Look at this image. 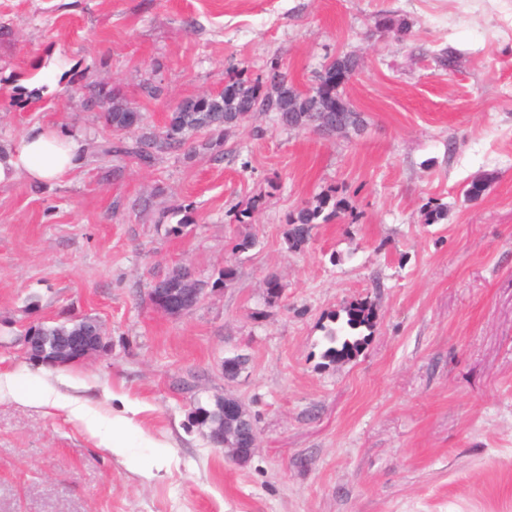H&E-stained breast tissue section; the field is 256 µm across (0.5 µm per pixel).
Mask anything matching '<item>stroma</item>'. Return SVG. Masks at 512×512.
<instances>
[{
	"mask_svg": "<svg viewBox=\"0 0 512 512\" xmlns=\"http://www.w3.org/2000/svg\"><path fill=\"white\" fill-rule=\"evenodd\" d=\"M344 53L361 61L340 88L361 134L260 113L150 166L87 157L0 185V374L29 390L24 328L93 318L109 351L47 381L103 425L129 406L135 424L118 457L70 413L0 393V512H512V0H0V146L36 124L113 141L52 67L107 82L149 134L232 75L274 64L306 89ZM324 193L342 209L289 249V215ZM179 266L206 293L170 317L148 292ZM365 297L364 349L324 359L334 316ZM225 394L256 420L242 465L190 419Z\"/></svg>",
	"mask_w": 512,
	"mask_h": 512,
	"instance_id": "35a3bbf8",
	"label": "stroma"
}]
</instances>
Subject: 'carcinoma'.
Instances as JSON below:
<instances>
[{
  "mask_svg": "<svg viewBox=\"0 0 512 512\" xmlns=\"http://www.w3.org/2000/svg\"><path fill=\"white\" fill-rule=\"evenodd\" d=\"M359 68V59L344 54L332 59L318 75L316 86L302 91L288 80L287 74L271 66L265 77H258L251 84L240 78L228 80L215 93L203 94L190 99L191 106L176 109L167 116L162 130L157 134L143 135L128 141L125 136L138 129L142 123L141 113L123 104L114 96L107 83H83L84 73L72 68L60 76V81L70 86L78 85L90 93L106 108L105 123L118 136V141L104 146L94 140L85 143L83 151L90 156L113 155L133 157L144 165H150L167 153L186 145L195 134L206 131L212 134L230 132L252 116L248 108L256 106L260 111L272 115L273 121L287 130H310L316 133H330L336 122H343L347 130L355 133L366 127L363 113L354 109L340 93L339 87ZM334 215L341 203L330 195H321L315 202L300 207L289 216L285 230V241L289 248L300 250L310 239L312 228L319 223L325 209ZM161 282L167 288H202L204 283L187 278L185 267L173 269ZM346 325L355 330L371 327L375 312L366 301L351 302L344 307ZM76 321L67 318L55 325L36 324L38 334L46 343L63 336L74 327ZM329 347L324 352L328 361L344 362L354 359L363 349L367 338L364 336L340 335L331 330L326 335ZM203 416L200 428L210 430L221 419L222 408L214 402L207 406L196 405Z\"/></svg>",
  "mask_w": 512,
  "mask_h": 512,
  "instance_id": "cac0c4a2",
  "label": "carcinoma"
}]
</instances>
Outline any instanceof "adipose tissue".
Wrapping results in <instances>:
<instances>
[{
  "mask_svg": "<svg viewBox=\"0 0 512 512\" xmlns=\"http://www.w3.org/2000/svg\"><path fill=\"white\" fill-rule=\"evenodd\" d=\"M81 145L70 134L32 126L5 154H0V184L24 177L48 183L81 166Z\"/></svg>",
  "mask_w": 512,
  "mask_h": 512,
  "instance_id": "ef3b65f1",
  "label": "adipose tissue"
}]
</instances>
